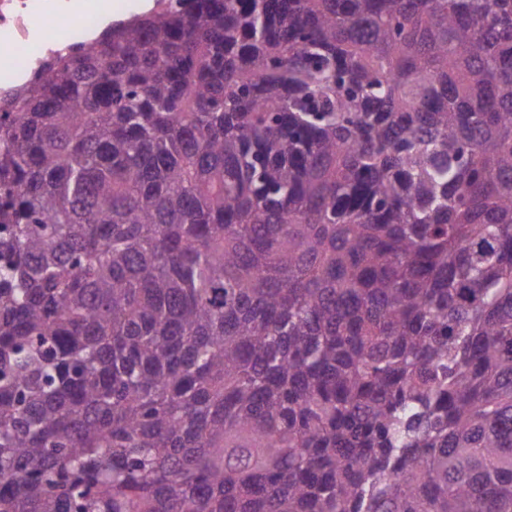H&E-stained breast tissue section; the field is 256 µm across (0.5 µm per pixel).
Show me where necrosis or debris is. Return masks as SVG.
Here are the masks:
<instances>
[{
    "label": "necrosis or debris",
    "instance_id": "necrosis-or-debris-1",
    "mask_svg": "<svg viewBox=\"0 0 512 512\" xmlns=\"http://www.w3.org/2000/svg\"><path fill=\"white\" fill-rule=\"evenodd\" d=\"M112 18V0H0V95L70 47L92 40ZM69 20L67 33L56 23Z\"/></svg>",
    "mask_w": 512,
    "mask_h": 512
}]
</instances>
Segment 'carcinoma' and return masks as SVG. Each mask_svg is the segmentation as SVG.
<instances>
[{
	"label": "carcinoma",
	"instance_id": "cac0c4a2",
	"mask_svg": "<svg viewBox=\"0 0 512 512\" xmlns=\"http://www.w3.org/2000/svg\"><path fill=\"white\" fill-rule=\"evenodd\" d=\"M0 512H512V0H157L18 90Z\"/></svg>",
	"mask_w": 512,
	"mask_h": 512
}]
</instances>
